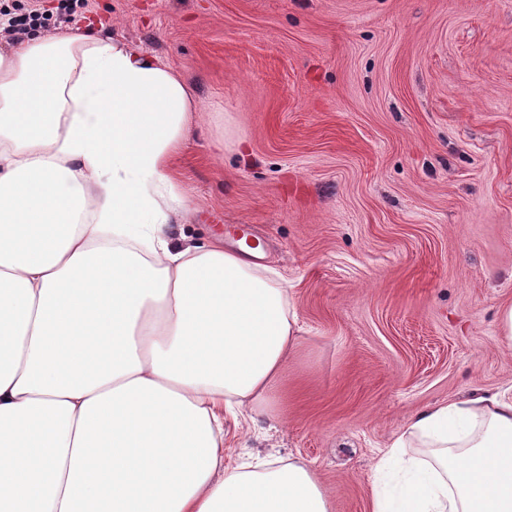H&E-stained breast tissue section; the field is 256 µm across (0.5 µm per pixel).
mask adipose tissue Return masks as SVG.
Instances as JSON below:
<instances>
[{
  "label": "adipose tissue",
  "mask_w": 512,
  "mask_h": 512,
  "mask_svg": "<svg viewBox=\"0 0 512 512\" xmlns=\"http://www.w3.org/2000/svg\"><path fill=\"white\" fill-rule=\"evenodd\" d=\"M199 107L104 31L0 51V512H331L301 459L224 462L298 348L279 274L176 234ZM370 512H512V394L414 413Z\"/></svg>",
  "instance_id": "adipose-tissue-1"
}]
</instances>
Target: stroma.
<instances>
[{
  "mask_svg": "<svg viewBox=\"0 0 512 512\" xmlns=\"http://www.w3.org/2000/svg\"><path fill=\"white\" fill-rule=\"evenodd\" d=\"M51 33L96 16L190 85L175 163L196 214L241 224L292 286L299 348L229 463H310L332 512L419 409L512 389V0H0Z\"/></svg>",
  "mask_w": 512,
  "mask_h": 512,
  "instance_id": "stroma-1",
  "label": "stroma"
}]
</instances>
